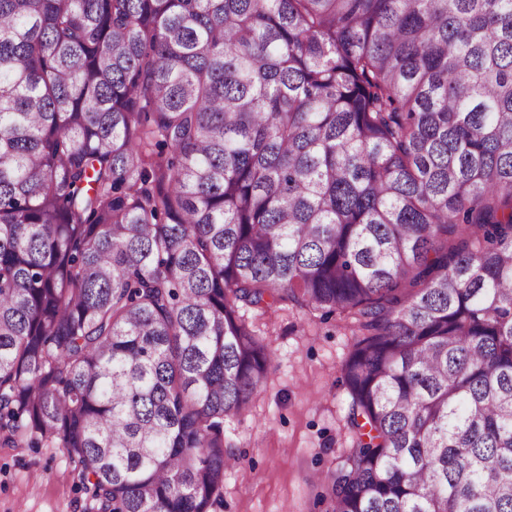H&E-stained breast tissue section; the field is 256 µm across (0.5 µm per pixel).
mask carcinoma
Here are the masks:
<instances>
[{
	"label": "carcinoma",
	"mask_w": 512,
	"mask_h": 512,
	"mask_svg": "<svg viewBox=\"0 0 512 512\" xmlns=\"http://www.w3.org/2000/svg\"><path fill=\"white\" fill-rule=\"evenodd\" d=\"M286 302L332 512H512V0H0V447L212 512Z\"/></svg>",
	"instance_id": "carcinoma-1"
}]
</instances>
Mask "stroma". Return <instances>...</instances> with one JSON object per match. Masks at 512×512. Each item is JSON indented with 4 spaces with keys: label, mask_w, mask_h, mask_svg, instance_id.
<instances>
[{
    "label": "stroma",
    "mask_w": 512,
    "mask_h": 512,
    "mask_svg": "<svg viewBox=\"0 0 512 512\" xmlns=\"http://www.w3.org/2000/svg\"><path fill=\"white\" fill-rule=\"evenodd\" d=\"M273 352L248 413L225 421L237 462L217 512H330L323 475L352 444L342 364L355 338L342 316L282 304L248 312ZM73 465L59 448L0 447V512H82Z\"/></svg>",
    "instance_id": "obj_1"
}]
</instances>
